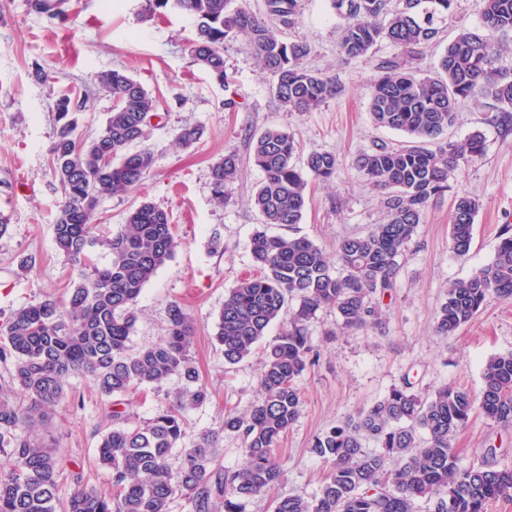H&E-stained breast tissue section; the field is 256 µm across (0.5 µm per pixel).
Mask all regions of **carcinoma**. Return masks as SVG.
Returning <instances> with one entry per match:
<instances>
[{
  "label": "carcinoma",
  "mask_w": 512,
  "mask_h": 512,
  "mask_svg": "<svg viewBox=\"0 0 512 512\" xmlns=\"http://www.w3.org/2000/svg\"><path fill=\"white\" fill-rule=\"evenodd\" d=\"M152 13L170 9L188 17L193 62L220 85L232 77L224 47L241 40L253 51L288 112H312L342 92L336 81L304 64L310 47L288 41L301 0H264L252 12L243 0H148ZM455 0H333L339 50L364 57L380 42L399 50L380 62L370 85L369 112L375 122L400 132L401 145H376L358 152L351 167L384 197L387 220L360 236L342 239L330 258L306 237L271 236L269 224L292 227L302 221L309 179L327 182L342 161L312 151L295 161L294 134L266 129L249 138V157L262 177L252 194L261 227L249 240L259 273L243 279L224 298L214 339L224 362L249 356L287 305L295 302L288 328L266 347L259 377L260 398L249 413L224 414L221 430L204 431L183 447L184 412L209 398L192 364V319L182 303L168 306L167 334L140 350L129 348L136 305L147 282L174 255L177 241L167 211L139 204L127 223L110 236L95 235L99 202L138 188L154 166L149 144L159 117L156 99L123 70L94 76V86L112 95V112L94 133H77L86 99L60 95L51 106L50 148L60 191L54 219L57 248L73 263L77 282L61 299L47 298L18 309L0 325V363L9 367L0 383V512H170L175 499L189 512H245L246 503L285 478L275 454L281 437L297 420L302 400L298 380L317 351L308 323L321 310L336 313L345 331L382 326L374 299L395 287L400 257L424 222L431 202L443 195L462 167L480 158L483 137L459 142L447 132L466 99L489 101L494 112L512 116V72L496 66L495 48L512 43V0H484L476 26H461L440 56L435 74L407 65L444 31ZM205 134L200 125H182L175 141L184 148ZM240 157L227 153L211 167L214 201L222 205L238 177ZM480 200L466 192L453 201L450 244L466 255L471 248ZM101 248L110 262L97 266L90 250ZM512 299V233L500 235L493 259L470 276L449 284L435 332L447 336L471 322L486 299ZM72 375L86 378L107 398L139 389L162 390L173 376L185 381L174 402L142 423L129 424L112 411V428L98 443L97 460L110 474L101 491L73 478L66 501L58 495L68 460L59 449L33 439L66 397ZM503 429L512 428V352L490 357L479 394L444 385L426 398L406 379L369 407L314 437L310 451L329 465L318 493L278 498L274 512H414L425 499L431 512H486L487 504L512 494V469L493 462L487 449L477 465L459 464L454 438L475 410ZM239 433L245 465L224 468L217 459L220 431ZM372 441L377 450L370 451ZM180 450L172 468L169 458Z\"/></svg>",
  "instance_id": "cac0c4a2"
}]
</instances>
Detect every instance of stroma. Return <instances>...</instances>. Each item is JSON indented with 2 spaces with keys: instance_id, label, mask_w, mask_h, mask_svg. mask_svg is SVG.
Returning a JSON list of instances; mask_svg holds the SVG:
<instances>
[{
  "instance_id": "35a3bbf8",
  "label": "stroma",
  "mask_w": 512,
  "mask_h": 512,
  "mask_svg": "<svg viewBox=\"0 0 512 512\" xmlns=\"http://www.w3.org/2000/svg\"><path fill=\"white\" fill-rule=\"evenodd\" d=\"M60 18L38 13L31 0H0V209L8 210L9 231L0 237V322L12 311L49 296L62 297L72 287L71 261L56 247L53 216L60 193L52 174L53 122L49 106L63 93L83 95V132L97 130L112 110L111 95L94 90L96 72L126 70L157 100L163 121L153 132L156 162L135 190L103 200L93 223L97 233L125 223L129 212L147 201L166 210L180 245L171 261L143 289L131 350L158 342L172 301L182 302L195 321L190 353L210 392L202 406L188 410L187 437L221 429L218 446L225 468L244 463L241 439L223 431L225 410L246 413L259 397L262 347L227 365L214 340L224 296L254 267L249 238L260 222L250 203L261 178L252 163H243L228 203L214 202L210 167L224 154H246L248 134L268 128L293 132L302 152H331L342 167L331 181L314 183L296 235L305 236L327 254L346 237L383 223L386 210L378 193L349 161L359 150L385 142L398 144L399 132L377 126L370 115L369 87L381 60L394 56L389 43L365 57L340 54L331 0H302L301 14L288 35L306 41L308 67L333 78L339 96L316 111L282 109L267 75L243 43L224 51L229 86L215 83L186 50L192 35L188 19L172 11L151 14L146 0H65ZM44 69L47 81L34 78ZM237 103L235 111L225 100ZM204 126L203 139L190 148L174 141L176 128ZM481 133L486 151L463 168L456 185L479 198L471 249L455 255L450 246L451 196L435 201L417 236L405 249L395 288L379 297L382 331L347 332L331 311H321L308 330L320 357L299 382L301 414L279 445L284 481L252 498L246 512H272L281 496L315 494L328 466L310 451L315 435L370 406L403 380L417 391L433 392L451 384L479 392L482 368L494 354L512 351V300L490 297L477 317L449 336L437 335L435 318L450 281L489 263L505 226H512V127L488 109L486 100L461 103L448 132L454 141ZM220 247H213V240ZM33 258L32 269L20 261ZM68 396L49 424L37 430L44 444L61 449L69 476L59 488L67 497L72 475L106 489L109 475L95 460L101 433L112 424L111 400L101 397L80 376L71 377ZM497 446L500 464L512 466V434L481 413H474L455 437L462 465L479 463L486 448Z\"/></svg>"
}]
</instances>
